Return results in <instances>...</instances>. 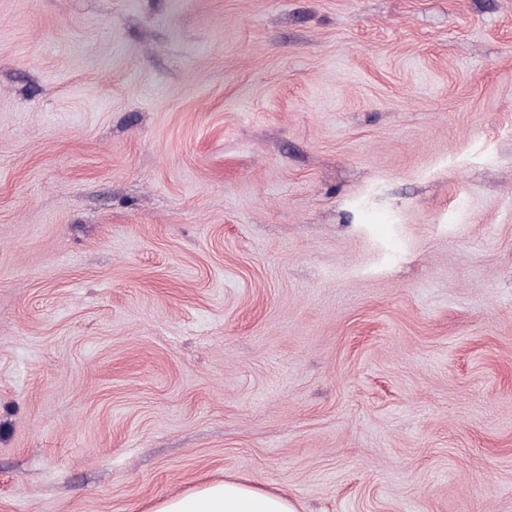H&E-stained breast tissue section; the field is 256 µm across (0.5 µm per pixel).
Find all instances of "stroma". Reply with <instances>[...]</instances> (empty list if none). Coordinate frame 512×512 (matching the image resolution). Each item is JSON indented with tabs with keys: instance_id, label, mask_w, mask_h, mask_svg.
Segmentation results:
<instances>
[{
	"instance_id": "1",
	"label": "stroma",
	"mask_w": 512,
	"mask_h": 512,
	"mask_svg": "<svg viewBox=\"0 0 512 512\" xmlns=\"http://www.w3.org/2000/svg\"><path fill=\"white\" fill-rule=\"evenodd\" d=\"M229 475L512 512V0H0V512Z\"/></svg>"
}]
</instances>
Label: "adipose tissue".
<instances>
[{"label":"adipose tissue","instance_id":"1","mask_svg":"<svg viewBox=\"0 0 512 512\" xmlns=\"http://www.w3.org/2000/svg\"><path fill=\"white\" fill-rule=\"evenodd\" d=\"M149 512H297L287 495L227 477L158 500Z\"/></svg>","mask_w":512,"mask_h":512}]
</instances>
